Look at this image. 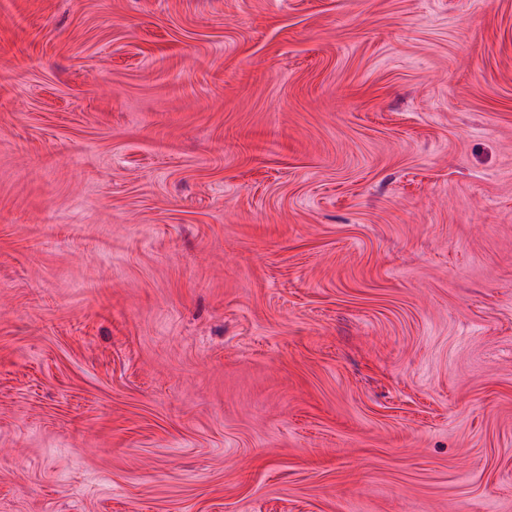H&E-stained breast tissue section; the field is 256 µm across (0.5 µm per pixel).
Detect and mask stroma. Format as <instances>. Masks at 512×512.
Returning a JSON list of instances; mask_svg holds the SVG:
<instances>
[{"label": "stroma", "instance_id": "obj_1", "mask_svg": "<svg viewBox=\"0 0 512 512\" xmlns=\"http://www.w3.org/2000/svg\"><path fill=\"white\" fill-rule=\"evenodd\" d=\"M0 512H512V0H0Z\"/></svg>", "mask_w": 512, "mask_h": 512}]
</instances>
